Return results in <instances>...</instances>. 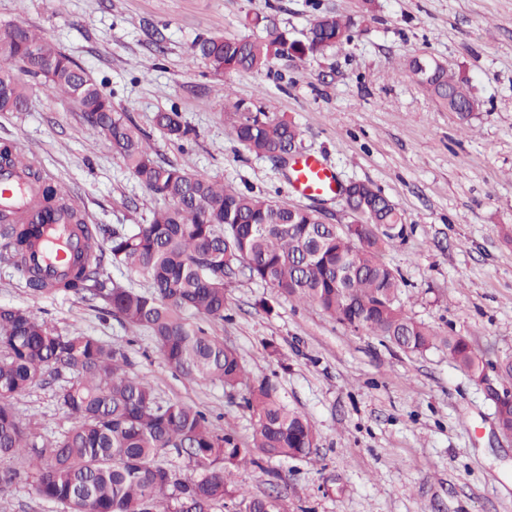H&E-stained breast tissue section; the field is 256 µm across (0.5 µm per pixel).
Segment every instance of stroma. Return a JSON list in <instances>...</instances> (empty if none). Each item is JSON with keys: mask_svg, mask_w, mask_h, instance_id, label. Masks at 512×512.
<instances>
[{"mask_svg": "<svg viewBox=\"0 0 512 512\" xmlns=\"http://www.w3.org/2000/svg\"><path fill=\"white\" fill-rule=\"evenodd\" d=\"M327 13L360 18L352 41L303 62L273 60L267 76L219 77L187 58L201 36L257 37L275 27L298 37ZM15 23L103 80L159 160L351 223L341 197H301L287 165L244 149L224 100L295 121L301 154L321 158L340 185L372 183L404 213L409 232L383 259L403 280L406 311L470 337L487 359L512 357V0H374L367 14L361 0H0V27ZM424 56L466 78L482 101L469 124L409 70ZM171 108L191 140L156 130L155 112ZM4 140L19 142L89 223L128 228L161 205L73 103L39 84L27 111L0 113ZM1 306L124 348L130 373L147 376L160 399L198 404L215 427L248 440L251 416L223 385L175 375L146 333L101 303L33 298L0 246ZM225 313L210 332L238 351L250 379L274 377L317 432L310 458L238 469V485L272 496L277 512H512V440L498 434L491 403L445 349L406 354L244 274L225 290ZM57 389L38 386L14 401L46 439L71 425ZM0 512L62 509L23 476L0 492Z\"/></svg>", "mask_w": 512, "mask_h": 512, "instance_id": "stroma-1", "label": "stroma"}]
</instances>
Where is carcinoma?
<instances>
[{"instance_id": "obj_1", "label": "carcinoma", "mask_w": 512, "mask_h": 512, "mask_svg": "<svg viewBox=\"0 0 512 512\" xmlns=\"http://www.w3.org/2000/svg\"><path fill=\"white\" fill-rule=\"evenodd\" d=\"M357 22L349 17H318L301 39L277 28L262 37H202L188 59L217 74L271 70L275 58L303 60L351 41ZM409 68L436 101L462 120L480 110L465 82L430 58L426 72ZM42 82L77 105L131 174L164 205L145 224L106 231L89 224L83 211L58 185L30 163L21 145H0V169L23 167L36 184L46 210L67 214L74 232L92 243L75 256L60 278L48 282L19 269L34 296L63 293L101 300L127 326L144 330L166 365L189 381L219 382L229 394L241 393L254 418L251 440L218 432L200 407L162 401L149 379L127 371V353L83 332H60L47 321L14 307H0V491L20 472L22 460L34 473L39 499L68 512H275L269 496H254L234 485L233 470L261 466L266 458H307L317 441L310 419L290 406L271 379L248 381L239 353L208 334L201 322L224 320L226 284L240 273L269 285L286 298L314 303L337 322L364 329L400 350L420 354L441 342L471 381L480 383L485 362L466 336H441L412 318L401 298V279L381 259L386 246L405 237L407 224L397 206L372 184L354 186L351 213L363 209L366 224L320 223L312 209L288 208L262 194L244 193L196 175L187 165L157 160L149 136L126 112L112 106L104 82L97 81L54 42L19 24L0 29V112H24L29 85ZM236 140L262 157L300 144L291 121L233 105ZM155 126L171 140L191 129L175 109L158 112ZM37 217L0 210L5 249L14 264L36 237ZM377 224L392 228L374 232ZM115 267L143 273L150 288L139 291L104 276L103 257ZM69 376L57 393L73 426L39 445L30 425L14 408L15 397L50 378ZM506 384L494 404L498 423L512 429V359L498 363ZM174 455L184 466L169 463Z\"/></svg>"}]
</instances>
